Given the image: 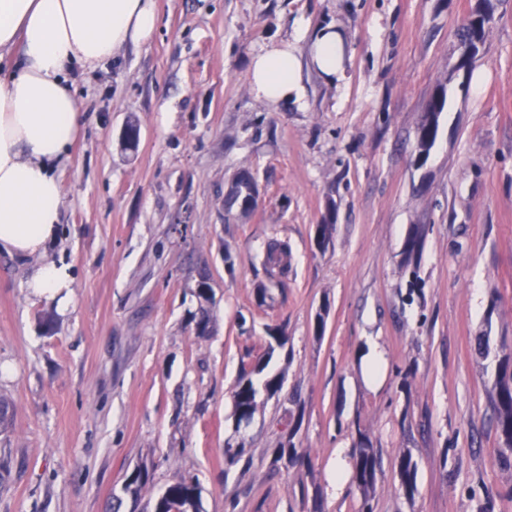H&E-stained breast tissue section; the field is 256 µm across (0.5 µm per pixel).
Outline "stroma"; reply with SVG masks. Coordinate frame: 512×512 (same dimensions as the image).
Wrapping results in <instances>:
<instances>
[{
    "label": "stroma",
    "instance_id": "35a3bbf8",
    "mask_svg": "<svg viewBox=\"0 0 512 512\" xmlns=\"http://www.w3.org/2000/svg\"><path fill=\"white\" fill-rule=\"evenodd\" d=\"M477 6L157 0L148 43L72 68L84 127L50 250L74 272L68 310L32 295L31 260L0 251V397L13 416L0 512H106L138 467L135 512L179 479L198 485L201 512H512L492 406L512 348V0H490L484 52L460 70L457 29ZM328 25L347 39L342 80L305 70L299 105L250 94L254 54ZM442 89L422 162L417 127ZM243 169L257 204L225 213ZM272 236L291 251L280 282L260 258ZM277 328L287 341L271 352ZM370 343L383 353L373 383L359 359ZM263 358L281 390L235 430L240 370ZM296 403L300 467L272 457ZM362 438L380 458L368 500L331 485ZM402 455L417 465L410 497Z\"/></svg>",
    "mask_w": 512,
    "mask_h": 512
}]
</instances>
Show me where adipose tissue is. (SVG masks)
Instances as JSON below:
<instances>
[{"instance_id": "adipose-tissue-1", "label": "adipose tissue", "mask_w": 512, "mask_h": 512, "mask_svg": "<svg viewBox=\"0 0 512 512\" xmlns=\"http://www.w3.org/2000/svg\"><path fill=\"white\" fill-rule=\"evenodd\" d=\"M160 22L156 0H0V247L21 258L37 257L27 286L66 308L74 277L50 260L64 201L54 167L77 138L81 103L67 72L73 64L94 68L128 44L151 40ZM345 38L336 27L320 29L306 50L270 45L253 56L248 84L268 103H301L303 69L326 79L344 69Z\"/></svg>"}]
</instances>
